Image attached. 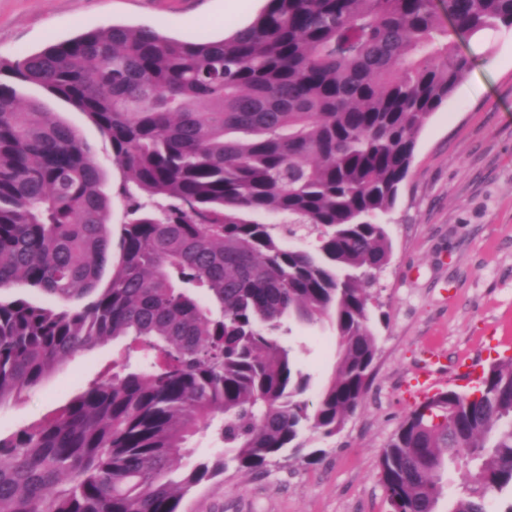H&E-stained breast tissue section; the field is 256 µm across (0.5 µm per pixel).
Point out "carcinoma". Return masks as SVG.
<instances>
[{
    "instance_id": "cac0c4a2",
    "label": "carcinoma",
    "mask_w": 512,
    "mask_h": 512,
    "mask_svg": "<svg viewBox=\"0 0 512 512\" xmlns=\"http://www.w3.org/2000/svg\"><path fill=\"white\" fill-rule=\"evenodd\" d=\"M267 0L228 38L82 32L0 72L84 113L135 189L110 224L107 172L78 131L0 82V405L112 338V369L0 437V512H179L228 470L261 473L336 435L372 376V288L416 139L472 68L459 42L512 27V0ZM274 214L279 224L256 216ZM317 234L312 250L285 235ZM337 360L310 395L292 325ZM411 409L380 455L389 512H448L512 486V357ZM209 456L187 465L193 438ZM466 457L461 455L456 463L448 467V487L444 500L440 503V510H446L449 499H452L460 491V476L467 472Z\"/></svg>"
}]
</instances>
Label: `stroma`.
I'll use <instances>...</instances> for the list:
<instances>
[{
    "label": "stroma",
    "mask_w": 512,
    "mask_h": 512,
    "mask_svg": "<svg viewBox=\"0 0 512 512\" xmlns=\"http://www.w3.org/2000/svg\"><path fill=\"white\" fill-rule=\"evenodd\" d=\"M265 4L247 0L234 11L227 0H0V57L116 23L185 40L222 37ZM461 48L472 69L420 131L387 226L392 255L370 307L378 353L360 405L334 437L313 440L309 453L260 474L228 471L188 494L183 512H388L379 458L424 399L423 372H434L431 391L464 390L490 362L512 357V28L483 30ZM17 92L82 135L112 189L127 182L85 114L31 84ZM289 344L320 389L335 362L328 324L294 327ZM121 350L105 340L0 405V436L56 414Z\"/></svg>",
    "instance_id": "stroma-1"
}]
</instances>
